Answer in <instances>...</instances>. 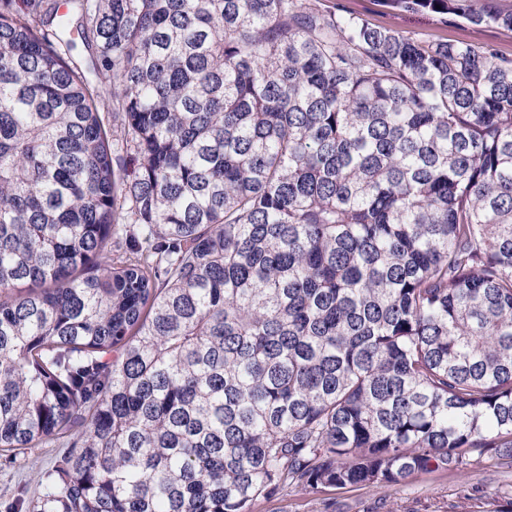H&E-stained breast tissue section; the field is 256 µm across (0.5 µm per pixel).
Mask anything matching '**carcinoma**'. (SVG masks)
Listing matches in <instances>:
<instances>
[{
	"label": "carcinoma",
	"mask_w": 512,
	"mask_h": 512,
	"mask_svg": "<svg viewBox=\"0 0 512 512\" xmlns=\"http://www.w3.org/2000/svg\"><path fill=\"white\" fill-rule=\"evenodd\" d=\"M51 440L27 512L512 459V58L318 0H0V456Z\"/></svg>",
	"instance_id": "obj_1"
}]
</instances>
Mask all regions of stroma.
<instances>
[{"instance_id": "35a3bbf8", "label": "stroma", "mask_w": 512, "mask_h": 512, "mask_svg": "<svg viewBox=\"0 0 512 512\" xmlns=\"http://www.w3.org/2000/svg\"><path fill=\"white\" fill-rule=\"evenodd\" d=\"M323 8L343 7L376 27L395 28L428 42H465L494 48L512 58V30L477 27L451 14H409L385 0H321ZM49 445L27 450L15 461L0 457V512H9L17 497L43 492L44 474L59 455ZM502 492L512 495V462L485 458L465 469L421 474L406 483L378 491L368 486L299 488L278 493L260 503L257 512H460L464 496Z\"/></svg>"}]
</instances>
